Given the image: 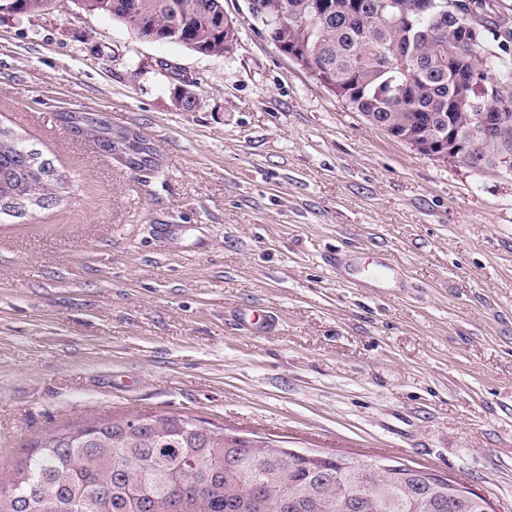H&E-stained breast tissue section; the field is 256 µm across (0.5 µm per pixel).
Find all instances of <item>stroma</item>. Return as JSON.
<instances>
[{
    "label": "stroma",
    "instance_id": "35a3bbf8",
    "mask_svg": "<svg viewBox=\"0 0 512 512\" xmlns=\"http://www.w3.org/2000/svg\"><path fill=\"white\" fill-rule=\"evenodd\" d=\"M224 12L220 56L71 0L0 14V125L68 177L56 205L0 221V487L50 432L139 411L425 466L512 512V171L417 154L260 34L248 0ZM479 17L512 73V0ZM65 112L137 131L157 166ZM247 308L273 328L241 327ZM62 119L70 127L71 131L79 135H89L93 137L104 148L105 151L125 158L130 166L135 169L142 167H151L155 164V153L149 147H135V154L129 156V153L119 148L112 138V125L103 115L95 113L68 112L62 116Z\"/></svg>",
    "mask_w": 512,
    "mask_h": 512
}]
</instances>
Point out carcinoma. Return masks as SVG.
<instances>
[{
  "label": "carcinoma",
  "mask_w": 512,
  "mask_h": 512,
  "mask_svg": "<svg viewBox=\"0 0 512 512\" xmlns=\"http://www.w3.org/2000/svg\"><path fill=\"white\" fill-rule=\"evenodd\" d=\"M53 2L0 0V7L21 19ZM260 2L280 20L281 46L301 48L328 68L339 98L392 137L406 130L435 137L486 107L512 118V76L494 73L473 8L465 21L438 31L433 16L449 0H331L335 8L321 16L312 0ZM73 3L112 17L144 41L178 43L207 56L231 51L221 25L224 0ZM403 14L414 18L413 27L395 20ZM461 66L475 73L476 85L473 104L458 109L450 75ZM62 119L136 169L155 164L148 147L132 157L119 148L102 115L68 112ZM504 149H512V127L502 142L485 141L462 162L490 166ZM66 182L61 170L47 175L41 153L0 127V217L18 216L10 201L20 195L28 206L46 208ZM198 424L181 414L136 412L55 430L21 462L9 490L0 488V512H342L339 501L364 488L373 489V498L352 512H376L374 498L383 512H486L482 497L462 496L457 483L398 461L378 467Z\"/></svg>",
  "instance_id": "obj_1"
}]
</instances>
